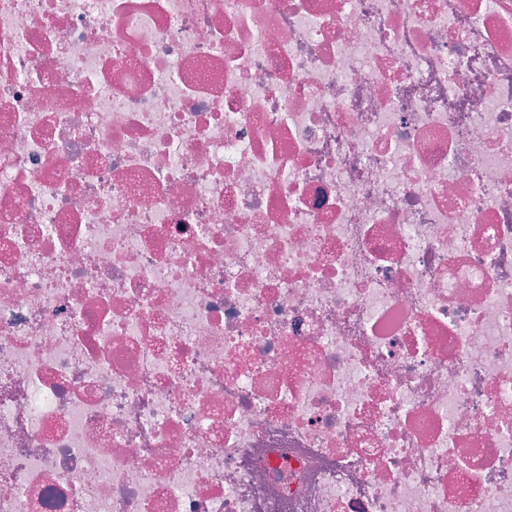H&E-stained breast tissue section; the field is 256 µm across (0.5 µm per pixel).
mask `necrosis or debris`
<instances>
[{
    "label": "necrosis or debris",
    "mask_w": 512,
    "mask_h": 512,
    "mask_svg": "<svg viewBox=\"0 0 512 512\" xmlns=\"http://www.w3.org/2000/svg\"><path fill=\"white\" fill-rule=\"evenodd\" d=\"M0 512H512V0H0Z\"/></svg>",
    "instance_id": "obj_1"
}]
</instances>
